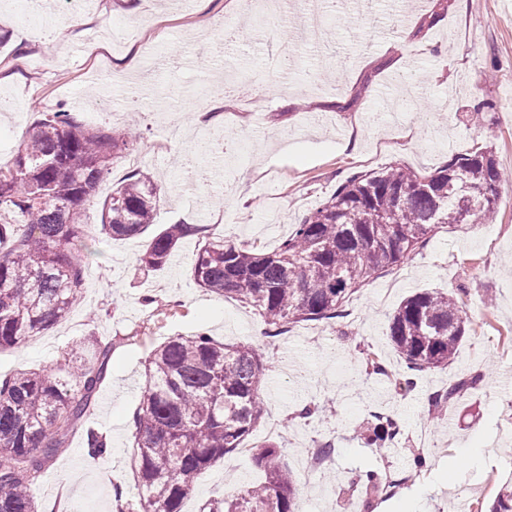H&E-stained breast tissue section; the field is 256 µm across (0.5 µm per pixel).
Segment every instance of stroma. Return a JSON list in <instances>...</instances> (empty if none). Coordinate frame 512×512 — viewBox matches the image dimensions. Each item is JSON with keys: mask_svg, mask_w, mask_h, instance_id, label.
<instances>
[{"mask_svg": "<svg viewBox=\"0 0 512 512\" xmlns=\"http://www.w3.org/2000/svg\"><path fill=\"white\" fill-rule=\"evenodd\" d=\"M321 16L329 47L296 43L289 68L278 48L298 30L278 0H97L91 24L69 36L61 0H0V166L42 112L63 103L86 127L141 135V167L157 184L153 231L201 226L164 269L142 274L146 237L102 231L103 204L132 171L115 161L83 206L93 251L80 302L66 320L19 348L0 351V375L19 369L66 373L80 342L110 346L112 357L87 423L110 438L107 458H88L73 433L33 497L39 512H116L137 488L128 465L133 413L150 351L172 336L206 331L245 343L267 367L265 415L247 445L278 430V452L296 477V512H451L467 492L486 512L512 472V0H377L359 15L351 0L308 5ZM40 39H32V28ZM142 105L127 106L130 84ZM210 113L191 123L196 110ZM352 148H345L347 139ZM494 148L507 175L488 224L437 230L418 251L373 275L342 316L256 335L263 319L245 304L199 288L192 266L199 245L221 238L274 249L308 210L347 178L392 165L432 172L475 147ZM462 291L466 334L455 362L395 386L401 363L389 317L406 297ZM154 304H146V297ZM390 371L374 374L366 354ZM492 370L481 389L449 404L443 420L428 398L451 378ZM307 405L316 412L299 415ZM403 423L400 452L364 443L374 413ZM332 443L318 467L311 451ZM473 449L462 460V449ZM426 460L415 470L414 455ZM373 471L400 478L395 495L356 484ZM264 475L239 452L203 471L182 512L233 498Z\"/></svg>", "mask_w": 512, "mask_h": 512, "instance_id": "35a3bbf8", "label": "stroma"}]
</instances>
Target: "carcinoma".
<instances>
[{
	"mask_svg": "<svg viewBox=\"0 0 512 512\" xmlns=\"http://www.w3.org/2000/svg\"><path fill=\"white\" fill-rule=\"evenodd\" d=\"M139 141L137 132L119 138L86 128L58 106L19 142L13 166L0 167V350L44 333L78 302L88 258L79 207ZM503 179L488 147L454 156L433 173L393 165L352 176L273 252L206 241L193 277L199 287L251 307L276 331L334 318L369 277L414 254L435 230L491 222ZM156 190L149 172L131 171L105 202L103 230L114 239L145 234L154 224ZM197 231L171 224L152 235L140 265L164 268L180 240ZM466 322L455 293L424 291L403 300L389 321L390 343L406 369L400 384L409 388L419 373L453 364ZM110 359V348L87 341L65 377L51 370L0 377V512H39L30 490L95 405ZM264 376L253 347L206 332L169 338L150 351L133 415L135 512H182L198 475L260 424ZM484 380L481 371L457 376L429 407L442 409ZM400 433L394 416H376L368 443L390 448ZM84 444L93 460L108 453L99 430L88 429ZM251 453L265 480L238 497L207 501L200 512H294L296 480L276 443ZM489 512H512V474Z\"/></svg>",
	"mask_w": 512,
	"mask_h": 512,
	"instance_id": "1",
	"label": "carcinoma"
}]
</instances>
